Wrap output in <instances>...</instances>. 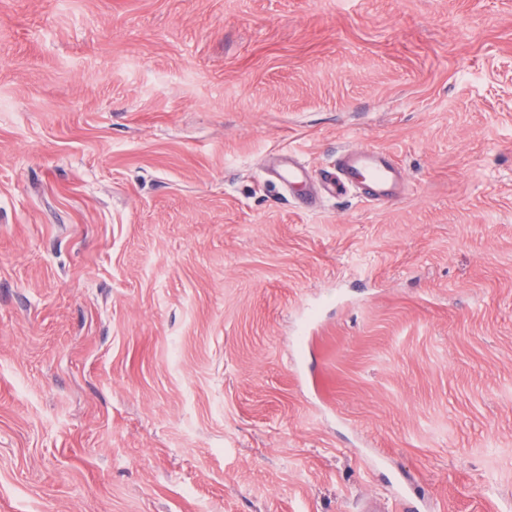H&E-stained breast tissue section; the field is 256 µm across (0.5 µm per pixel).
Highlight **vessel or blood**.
Returning <instances> with one entry per match:
<instances>
[{
    "label": "vessel or blood",
    "mask_w": 512,
    "mask_h": 512,
    "mask_svg": "<svg viewBox=\"0 0 512 512\" xmlns=\"http://www.w3.org/2000/svg\"><path fill=\"white\" fill-rule=\"evenodd\" d=\"M273 172L291 190L310 180L308 168L291 153L280 154ZM319 184L323 192L334 197L353 189L361 191L369 202L386 203L403 195L404 172L383 148L346 149L337 157L334 169L322 174Z\"/></svg>",
    "instance_id": "1"
}]
</instances>
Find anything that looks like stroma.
Listing matches in <instances>:
<instances>
[{"mask_svg": "<svg viewBox=\"0 0 512 512\" xmlns=\"http://www.w3.org/2000/svg\"><path fill=\"white\" fill-rule=\"evenodd\" d=\"M377 146L407 189L268 181ZM512 512V0H0V512ZM278 156L279 163L272 172L283 186L293 190L305 186L310 181L308 168L295 157L292 151Z\"/></svg>", "mask_w": 512, "mask_h": 512, "instance_id": "obj_1", "label": "stroma"}]
</instances>
